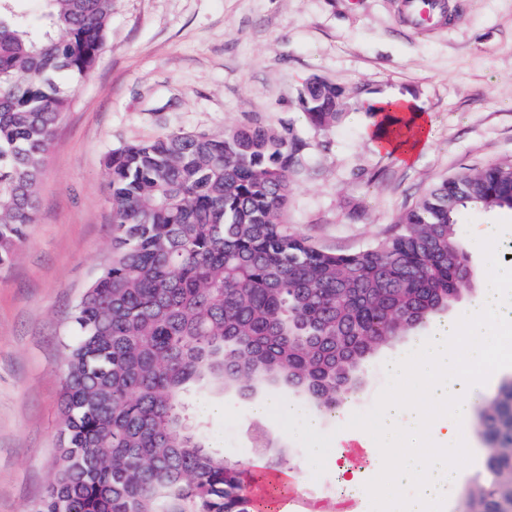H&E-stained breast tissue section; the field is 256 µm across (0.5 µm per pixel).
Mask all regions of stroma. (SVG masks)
<instances>
[{
	"label": "stroma",
	"mask_w": 512,
	"mask_h": 512,
	"mask_svg": "<svg viewBox=\"0 0 512 512\" xmlns=\"http://www.w3.org/2000/svg\"><path fill=\"white\" fill-rule=\"evenodd\" d=\"M435 29L416 31L398 0H114L97 62L76 88L39 180L38 216L14 261L0 268V512H33L53 475L60 434L63 345L71 314L110 256L112 220L104 158L125 144L173 131L215 137L259 121L291 133L303 162L290 174L283 221L291 232L336 253L390 235L400 217L438 181L489 163H512V0H446ZM318 75L343 88L348 114L335 126L309 125L299 105ZM409 93L432 127L411 160L376 151L364 136L369 98ZM512 221V210L467 211L472 289L486 270L476 226ZM402 341L365 368L367 390L350 412L368 411L387 382L380 364L403 354ZM224 394L190 390L205 412L207 445L232 462L255 455L244 483L288 469L291 500H255L254 512H370L369 497L345 496L337 456L362 430L325 418L334 435L326 471L314 477L303 447L274 420L248 417L234 398L231 416L210 413ZM286 462L276 465V449Z\"/></svg>",
	"instance_id": "stroma-1"
}]
</instances>
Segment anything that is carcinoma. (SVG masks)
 Segmentation results:
<instances>
[{
  "mask_svg": "<svg viewBox=\"0 0 512 512\" xmlns=\"http://www.w3.org/2000/svg\"><path fill=\"white\" fill-rule=\"evenodd\" d=\"M0 0V266L36 223V186L74 87L93 69L113 0H41L38 35ZM317 128L344 90L299 93ZM395 138L411 122L388 112ZM302 144L260 122L218 138L171 132L104 159L112 255L75 305L60 443L36 512H250L238 465L190 429V383L289 391L334 417L376 353L458 301L463 211L512 209V164L437 182L397 231L347 254L288 232ZM486 454L463 512H512V379L480 408Z\"/></svg>",
  "mask_w": 512,
  "mask_h": 512,
  "instance_id": "carcinoma-1",
  "label": "carcinoma"
}]
</instances>
